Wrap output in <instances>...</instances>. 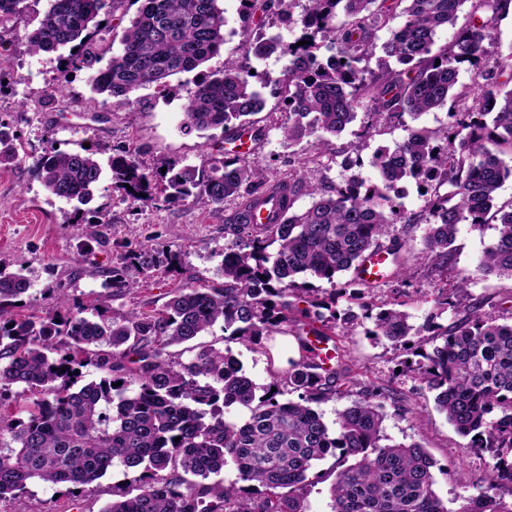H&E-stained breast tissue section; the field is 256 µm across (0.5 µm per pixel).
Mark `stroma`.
Instances as JSON below:
<instances>
[{"label":"stroma","mask_w":512,"mask_h":512,"mask_svg":"<svg viewBox=\"0 0 512 512\" xmlns=\"http://www.w3.org/2000/svg\"><path fill=\"white\" fill-rule=\"evenodd\" d=\"M219 5L226 18L225 42L220 53L203 64L206 72L221 70L228 62H243L246 52L240 0H219ZM45 6L46 0H27L22 17L0 26V122L20 136L27 153L25 162L0 169V259L23 267L30 283L21 297L19 313L55 311L60 298L86 303L96 295L109 313L119 317L134 309L162 307L180 288L222 287L224 249L234 240L226 219L237 210L238 200L228 199L220 209L202 196L168 206L127 196L106 178L95 193L96 212L74 224L69 219L72 204L44 189L34 160L53 146L73 152L90 144L98 148L103 162L113 149L129 147L150 169L160 157L201 165L212 155L214 142L223 138L219 130L208 140L184 134L180 129L184 94L152 87L140 90L142 102L135 109L118 108L107 113L105 121L84 122L91 96L86 72L71 73L66 93L57 94L53 87L59 82L60 67L55 57L28 54L15 40L17 32ZM254 120L264 136L249 158L260 164L268 182L296 175L311 184L333 186L345 178L341 161L351 150H359L368 161L378 147L400 141L408 129L434 130L446 125L448 111L441 108L416 118L406 114L379 123L368 133L357 121L329 143L313 135L291 146L283 141L282 127L288 115L277 98L266 96L265 107ZM400 201L406 219L396 225L395 233L403 243L401 256L415 288L406 306L411 324L421 328L432 322L445 327L465 318L473 307L504 319L512 317V280L507 278H478L469 286L466 307L458 310L435 303L445 281H456L473 271L496 235L494 226L460 225L454 264L443 281L423 258L426 226L413 217L425 201L414 181H407ZM147 245L175 255V264L140 277L132 291L106 287V272ZM341 340L347 363L362 387L382 386L397 395L396 406L386 409L384 433L389 442L424 446L436 462L435 489L441 498L450 501L463 492L479 495L487 486L488 457L465 450L463 438L436 410L433 394L422 390L415 375L398 371L399 351L388 341L365 336L360 328L342 335ZM459 475L465 478L466 487L456 484ZM136 477V472L119 468L78 493L68 486L33 483L21 498L0 504V512H100L111 501L114 488Z\"/></svg>","instance_id":"1"}]
</instances>
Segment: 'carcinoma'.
Listing matches in <instances>:
<instances>
[{
	"mask_svg": "<svg viewBox=\"0 0 512 512\" xmlns=\"http://www.w3.org/2000/svg\"><path fill=\"white\" fill-rule=\"evenodd\" d=\"M139 4L120 47L113 50L117 12ZM26 0H0V23L25 10ZM219 0H47L37 23L21 36L33 55L71 49L62 73L89 72L95 95L124 105L148 87L171 90L170 80L189 73L224 45V10ZM242 36L247 54L262 61L288 57L283 78L274 82L294 122L283 128L292 145L315 135L337 136L368 105L374 126L403 114L420 116L471 99L463 112H448L452 129L411 128L370 160L377 178L353 172L332 190L312 186L311 205L294 209L302 191L290 177L266 183L259 165L239 154L211 158L200 166L161 158L148 171L137 152L121 149L109 161L111 179L126 194L141 193L168 204L199 194L222 208L229 198L256 209L262 194L278 196L272 224H249L240 211L230 218L236 240L224 249L222 288L178 290L161 308L106 316L94 299L57 312L20 314L14 301L29 290L23 268L0 261V501L21 497L29 484L86 487L114 467L139 471L136 491L118 489L102 512H309L305 489L317 462L336 458L332 512H512L500 490L512 491V323L476 311L446 329L436 328L425 349L420 331L404 310L412 295L393 235L401 204L392 195L399 182L423 188L427 224L425 258L443 272L453 261L459 225L479 227L493 220L497 235L476 272L512 278V205L497 195L512 177L501 158L512 148V51L489 58L498 18L509 0H473L469 27L438 44L440 32L455 26L468 0H242ZM277 8L301 30L297 42L252 24L256 10ZM389 36L377 45V32ZM329 42L333 54L317 51ZM378 69L368 63L377 50ZM401 65L396 70L387 60ZM474 68L479 82L456 91L461 71ZM250 66L225 63L219 73H200L187 94L181 129L222 130L230 139L242 129L261 130L249 117L265 100ZM19 138L0 122V166L22 162ZM45 189L83 206L104 177L96 153L52 149L36 160ZM389 239V244L382 243ZM392 258L385 283L396 285L390 301H365L336 313V297L360 284L337 275L357 271L370 254ZM172 256L143 247L107 272L109 286L130 289L129 270L148 274ZM328 281L325 296L306 287L308 278ZM464 276L437 303L457 310L468 299ZM307 307H300V303ZM327 309L330 317L311 316ZM373 320L365 334L386 339L406 354L402 370L435 393L466 443L463 448L491 461L488 486L477 496H458L452 510L435 491V461L418 443L384 444V401L388 389L363 390L337 411L331 428L315 405L354 392L343 350L334 341L336 321L347 331ZM225 340L261 349L270 383L260 389L228 347L191 344L216 323ZM291 332L302 356L276 365L266 342ZM183 349L172 350L174 346ZM92 366L101 376L82 384L78 370ZM122 385H116V382ZM276 391H271V388ZM247 413L229 422L224 409ZM179 441H174V438ZM233 463L238 482H208Z\"/></svg>",
	"mask_w": 512,
	"mask_h": 512,
	"instance_id": "cac0c4a2",
	"label": "carcinoma"
}]
</instances>
